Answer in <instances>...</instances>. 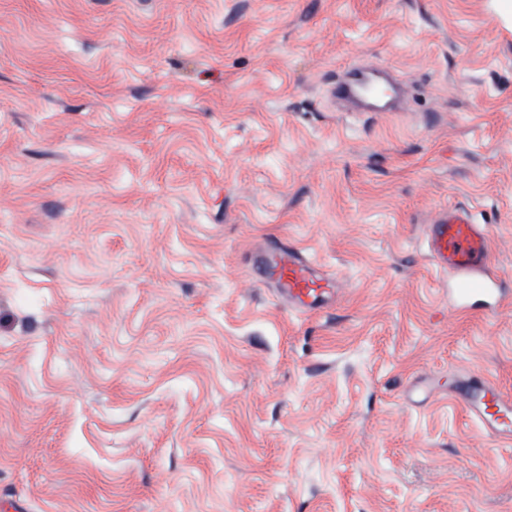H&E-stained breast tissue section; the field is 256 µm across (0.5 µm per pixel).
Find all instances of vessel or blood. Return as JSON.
<instances>
[{
	"mask_svg": "<svg viewBox=\"0 0 512 512\" xmlns=\"http://www.w3.org/2000/svg\"><path fill=\"white\" fill-rule=\"evenodd\" d=\"M381 80L380 70L363 67L350 74L338 93L358 103L363 111L386 112L390 109L388 101L362 92L363 86ZM426 236L433 265L456 279V304H464L473 294L497 301L512 298V292L489 274V235L485 226L471 223L459 211L442 213L427 225ZM250 270L256 282L274 288L289 306L303 314L320 313L336 298L335 279L307 253L283 243L254 251ZM460 396L470 418L498 442L512 445V395L485 380L469 382Z\"/></svg>",
	"mask_w": 512,
	"mask_h": 512,
	"instance_id": "b4317fda",
	"label": "vessel or blood"
}]
</instances>
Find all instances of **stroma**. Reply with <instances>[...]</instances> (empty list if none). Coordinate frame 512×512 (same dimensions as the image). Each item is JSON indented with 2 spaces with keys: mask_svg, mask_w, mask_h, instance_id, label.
I'll list each match as a JSON object with an SVG mask.
<instances>
[{
  "mask_svg": "<svg viewBox=\"0 0 512 512\" xmlns=\"http://www.w3.org/2000/svg\"><path fill=\"white\" fill-rule=\"evenodd\" d=\"M492 0H0V512H512V303L455 310L467 207L512 289ZM391 69L395 112L332 88ZM283 241L340 294L248 278ZM429 254L433 265L456 279L455 304L461 307L472 294L496 301L509 300L510 291L489 274V235L485 226L473 224L460 212L439 214L426 225ZM470 418L498 442L512 445V396L492 381H470L460 390Z\"/></svg>",
  "mask_w": 512,
  "mask_h": 512,
  "instance_id": "stroma-1",
  "label": "stroma"
}]
</instances>
